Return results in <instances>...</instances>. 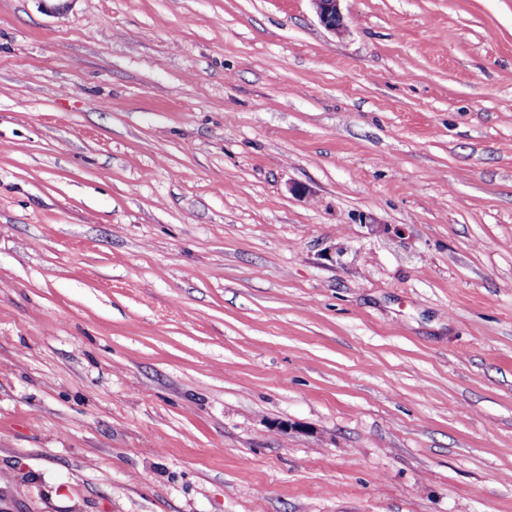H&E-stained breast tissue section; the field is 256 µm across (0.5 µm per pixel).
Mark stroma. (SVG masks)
Listing matches in <instances>:
<instances>
[{
    "mask_svg": "<svg viewBox=\"0 0 512 512\" xmlns=\"http://www.w3.org/2000/svg\"><path fill=\"white\" fill-rule=\"evenodd\" d=\"M0 0V512H512V0ZM340 1L342 0H312L320 23L337 35L346 31Z\"/></svg>",
    "mask_w": 512,
    "mask_h": 512,
    "instance_id": "1",
    "label": "stroma"
}]
</instances>
